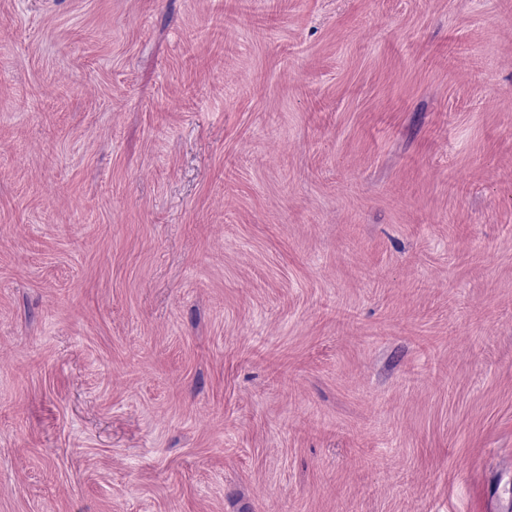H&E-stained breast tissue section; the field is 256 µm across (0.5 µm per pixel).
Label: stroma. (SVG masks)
I'll use <instances>...</instances> for the list:
<instances>
[{"label":"stroma","mask_w":512,"mask_h":512,"mask_svg":"<svg viewBox=\"0 0 512 512\" xmlns=\"http://www.w3.org/2000/svg\"><path fill=\"white\" fill-rule=\"evenodd\" d=\"M512 512V0H0V512Z\"/></svg>","instance_id":"obj_1"}]
</instances>
